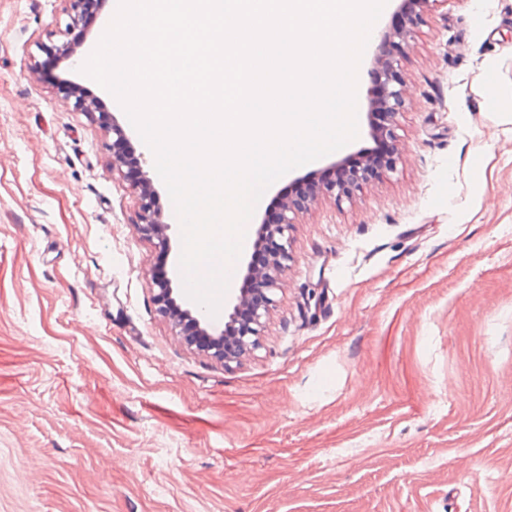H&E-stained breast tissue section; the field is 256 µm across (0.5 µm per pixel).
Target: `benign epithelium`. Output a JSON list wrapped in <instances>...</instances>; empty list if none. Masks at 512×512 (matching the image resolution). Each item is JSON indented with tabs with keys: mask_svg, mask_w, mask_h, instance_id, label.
Listing matches in <instances>:
<instances>
[{
	"mask_svg": "<svg viewBox=\"0 0 512 512\" xmlns=\"http://www.w3.org/2000/svg\"><path fill=\"white\" fill-rule=\"evenodd\" d=\"M70 23L67 29L72 30L80 26L82 16L87 5L94 0H70ZM404 53L390 55L387 53L385 43H380L372 61V67L378 72V88L368 87L366 99L368 106L383 108L390 116L399 114L406 105V85L400 77L401 58ZM112 134L116 139L112 141V172L126 176L123 150L124 142L128 140L125 131L118 125H112ZM152 191L147 184L139 189L141 209V233L155 241V247L160 251H170L171 242L167 234L170 225L163 223L160 212L153 208ZM302 205L292 201L282 204L274 218L264 215L258 225L257 235L267 232L277 235L281 239V247L275 263L266 270H256L246 266L243 275L242 287L238 293L232 295L224 304V327L213 325L207 317L205 310L188 299L183 292L172 288V280L156 279L153 286L157 287L154 294L159 312L174 318V328L177 335L185 343L193 345L202 351H214V355L226 362L234 356L224 353V336L226 329L238 322L245 323V329L233 336L236 352L242 355L258 347V339L264 331L269 308L273 305L274 291L277 290L279 277L288 270V261L291 260L289 252V232L295 224L296 213ZM262 293L266 302L260 307H247L252 292Z\"/></svg>",
	"mask_w": 512,
	"mask_h": 512,
	"instance_id": "obj_1",
	"label": "benign epithelium"
}]
</instances>
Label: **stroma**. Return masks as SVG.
<instances>
[{"label": "stroma", "mask_w": 512, "mask_h": 512, "mask_svg": "<svg viewBox=\"0 0 512 512\" xmlns=\"http://www.w3.org/2000/svg\"><path fill=\"white\" fill-rule=\"evenodd\" d=\"M0 0V512H512V0H421L396 170L318 190L258 349L187 346L154 300L112 18ZM95 100L74 109L61 79ZM112 134L116 136V139L112 141V172L117 173L119 177L123 176L129 179L123 170V167H125L124 142L128 141V136L120 126L115 124L112 126Z\"/></svg>", "instance_id": "stroma-1"}]
</instances>
